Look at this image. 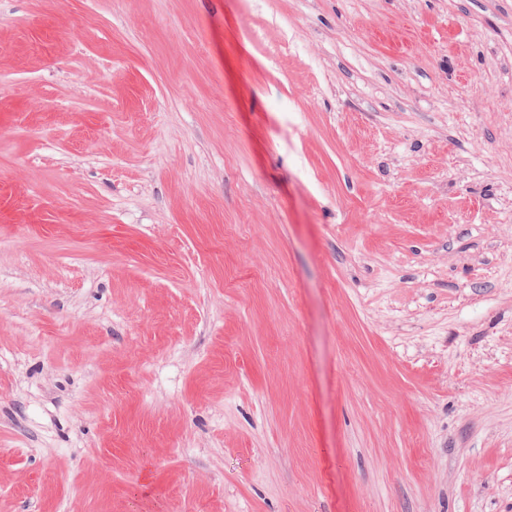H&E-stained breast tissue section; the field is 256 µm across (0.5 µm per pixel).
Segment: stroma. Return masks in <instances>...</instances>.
<instances>
[{"instance_id": "obj_1", "label": "stroma", "mask_w": 512, "mask_h": 512, "mask_svg": "<svg viewBox=\"0 0 512 512\" xmlns=\"http://www.w3.org/2000/svg\"><path fill=\"white\" fill-rule=\"evenodd\" d=\"M0 512H512V0H0Z\"/></svg>"}]
</instances>
